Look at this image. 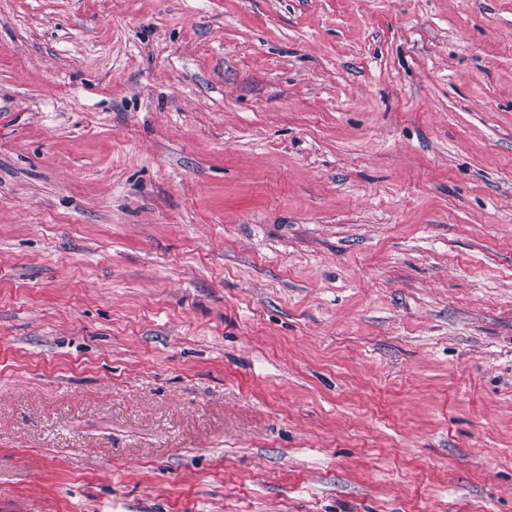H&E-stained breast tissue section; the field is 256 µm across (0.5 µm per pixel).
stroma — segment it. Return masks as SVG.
Returning <instances> with one entry per match:
<instances>
[{"mask_svg": "<svg viewBox=\"0 0 512 512\" xmlns=\"http://www.w3.org/2000/svg\"><path fill=\"white\" fill-rule=\"evenodd\" d=\"M0 512H512V0H0Z\"/></svg>", "mask_w": 512, "mask_h": 512, "instance_id": "stroma-1", "label": "stroma"}]
</instances>
